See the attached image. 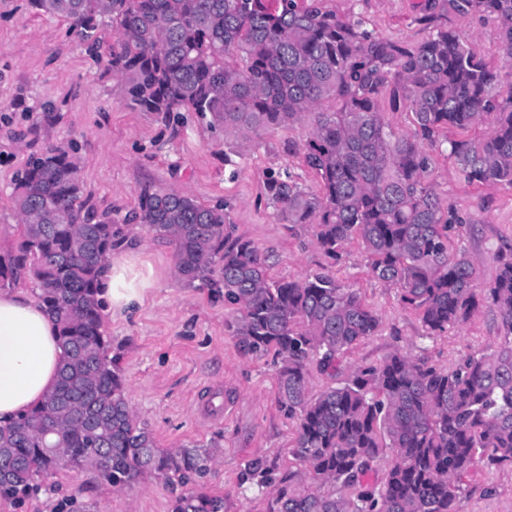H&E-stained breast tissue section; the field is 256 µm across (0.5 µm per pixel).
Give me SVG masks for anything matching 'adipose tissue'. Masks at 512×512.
<instances>
[{
	"instance_id": "1",
	"label": "adipose tissue",
	"mask_w": 512,
	"mask_h": 512,
	"mask_svg": "<svg viewBox=\"0 0 512 512\" xmlns=\"http://www.w3.org/2000/svg\"><path fill=\"white\" fill-rule=\"evenodd\" d=\"M131 256L108 259L99 299L121 314L142 305L147 284ZM58 327L26 291L0 290V421L24 413L54 387L61 361Z\"/></svg>"
}]
</instances>
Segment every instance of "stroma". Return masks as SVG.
Listing matches in <instances>:
<instances>
[{"label":"stroma","instance_id":"obj_1","mask_svg":"<svg viewBox=\"0 0 512 512\" xmlns=\"http://www.w3.org/2000/svg\"><path fill=\"white\" fill-rule=\"evenodd\" d=\"M426 3L325 0L328 9L362 22L377 37L409 45L430 34L419 22ZM100 36L101 49L89 53L67 22L36 15L30 0H0V254L21 241L12 182L32 156L54 145L70 151L84 195L98 211L124 217L148 185L186 192L205 205L223 204L235 235L269 256L274 277L300 280L327 267L311 230L281 223L265 192L268 175L286 170L317 189L295 151L309 124L273 128L246 143L192 112L163 122L128 105L122 81L107 70L111 29ZM433 178L464 219L456 239L477 263L478 287H487L497 254L512 251V187L468 183L442 154L435 157ZM126 234L138 268L151 273L150 285L142 306L104 317L103 327L121 356L132 410L162 450L208 445L213 464L196 487L223 496L224 512H268L277 488L242 483L247 461L278 459L282 471L292 472L293 487L308 483L302 467L288 463L296 421L279 407L273 354L241 353L225 326L232 313L223 297L179 280L171 244L140 224L129 225ZM336 274L358 288L380 320L377 333L347 354L342 376L395 353L450 371L488 351L498 336L500 319L485 307L463 326L427 336L396 288L372 276L358 242L345 246ZM464 487L461 512H512V467L476 469ZM176 494L158 475L115 488L92 468H72L47 479L23 504L0 499V512H171Z\"/></svg>","mask_w":512,"mask_h":512}]
</instances>
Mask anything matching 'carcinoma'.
Returning a JSON list of instances; mask_svg holds the SVG:
<instances>
[{"label":"carcinoma","instance_id":"1","mask_svg":"<svg viewBox=\"0 0 512 512\" xmlns=\"http://www.w3.org/2000/svg\"><path fill=\"white\" fill-rule=\"evenodd\" d=\"M39 14L70 24L95 49L112 28L108 69L129 106L161 118L196 112L247 139L305 119L299 147L319 179L307 192L289 173L265 190L284 224H307L333 261L361 241L372 275L397 288L430 335L463 325L485 306L500 317L489 352L442 371L395 353L310 394V363L335 377L346 353L380 321L356 289L330 269L274 281L267 256L233 236L224 209L187 193L146 189L117 223L87 205L69 153L49 147L13 182L23 224L19 247L0 255V282L29 280L59 328L56 386L41 403L0 424V497L21 503L40 481L89 466L114 487L150 472L175 485L210 470L207 451L162 454L138 423L98 299L104 263L125 241L123 225H146L174 245L183 281L224 289L226 328L246 354L280 358L278 403L297 419L289 453L315 484L281 480L271 512H460L463 481L476 466L512 467V253L497 257L489 287L452 245L462 217L437 193L432 152L445 137L468 182L512 186V0H431L417 46L378 38L315 0H32ZM476 16L496 24L501 66L468 35L438 24ZM326 100L335 109H321ZM413 115L416 136L396 132L383 101ZM490 119L478 140L452 139ZM384 479L363 478L385 449ZM275 459L255 458L246 476L272 483ZM172 512H224V498L185 491Z\"/></svg>","mask_w":512,"mask_h":512}]
</instances>
